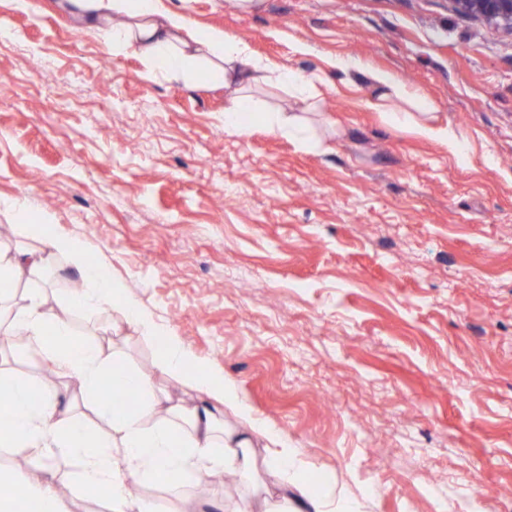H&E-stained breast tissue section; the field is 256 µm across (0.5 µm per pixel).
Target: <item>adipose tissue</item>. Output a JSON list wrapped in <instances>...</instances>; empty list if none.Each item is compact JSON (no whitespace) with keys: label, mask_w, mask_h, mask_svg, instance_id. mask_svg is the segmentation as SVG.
Here are the masks:
<instances>
[{"label":"adipose tissue","mask_w":512,"mask_h":512,"mask_svg":"<svg viewBox=\"0 0 512 512\" xmlns=\"http://www.w3.org/2000/svg\"><path fill=\"white\" fill-rule=\"evenodd\" d=\"M57 6L79 27L93 32L112 55L135 52L150 74L186 83L203 74L229 89L224 105L227 132L244 134L257 116L248 88L287 87L295 111L266 113L267 126L272 133L303 138L307 114L316 108L306 93L307 78L256 58L244 40L217 29H190L167 0H57ZM365 74L374 88L368 107L400 114L420 136L447 145L452 152L461 151L464 136L438 120L433 101L409 90L395 74L371 68ZM62 256L87 287L61 307L48 303L39 284ZM0 279L27 284L22 305L0 298V335L54 363L59 377L76 380L88 403L107 422L106 427H92L65 394L36 377H10L0 369V391L7 394L0 411V451L19 449L47 465L61 454L77 459L81 488L104 490L108 512H162L158 500L129 495L128 485L135 479L175 487L189 473L254 467L252 432L225 428L223 419L209 408L173 400L151 377L120 366V352L108 356L99 344L73 340L68 315L77 310L113 311L145 338L163 333L162 326L136 304L123 300L121 287L101 266L88 262L77 244L47 237L42 247L30 251L0 245ZM189 359L181 345L170 341L159 350L156 368L167 376L185 378L191 388L214 393L222 405H234L236 397L229 387H215L205 373L187 375ZM109 378L138 397L137 407L121 415L113 411L102 396ZM266 440V463L277 477L276 494L258 506L225 504L224 512H335L329 496L310 493L295 449L272 433ZM20 486L31 500L48 505L50 512H67L48 483L28 482L22 474L2 471L0 512H16L14 490Z\"/></svg>","instance_id":"obj_1"}]
</instances>
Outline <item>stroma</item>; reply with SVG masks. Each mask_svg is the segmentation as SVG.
I'll return each instance as SVG.
<instances>
[{"label": "stroma", "mask_w": 512, "mask_h": 512, "mask_svg": "<svg viewBox=\"0 0 512 512\" xmlns=\"http://www.w3.org/2000/svg\"><path fill=\"white\" fill-rule=\"evenodd\" d=\"M190 25L319 77L311 149L224 130V88L108 56L52 0H0V243L78 242L353 512H512V33L448 0H190ZM338 57L397 75L465 158L366 107ZM172 396L160 341L75 313ZM223 472L170 512H219Z\"/></svg>", "instance_id": "obj_1"}]
</instances>
